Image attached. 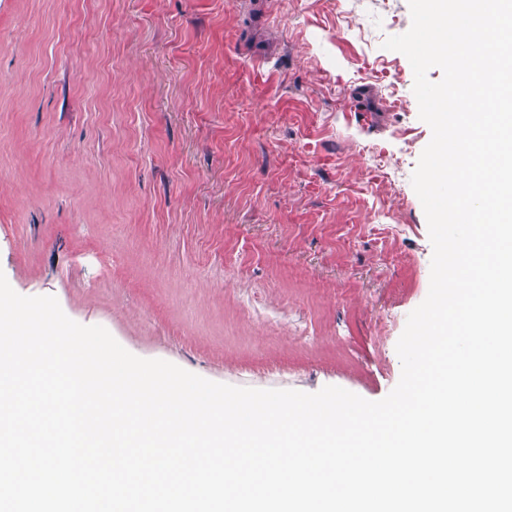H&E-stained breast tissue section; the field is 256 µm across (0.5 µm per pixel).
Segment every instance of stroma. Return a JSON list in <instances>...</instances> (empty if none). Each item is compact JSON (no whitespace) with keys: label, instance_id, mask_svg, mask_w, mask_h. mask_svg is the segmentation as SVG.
<instances>
[{"label":"stroma","instance_id":"stroma-1","mask_svg":"<svg viewBox=\"0 0 512 512\" xmlns=\"http://www.w3.org/2000/svg\"><path fill=\"white\" fill-rule=\"evenodd\" d=\"M408 0H0V272L213 382L366 400L426 298Z\"/></svg>","mask_w":512,"mask_h":512}]
</instances>
